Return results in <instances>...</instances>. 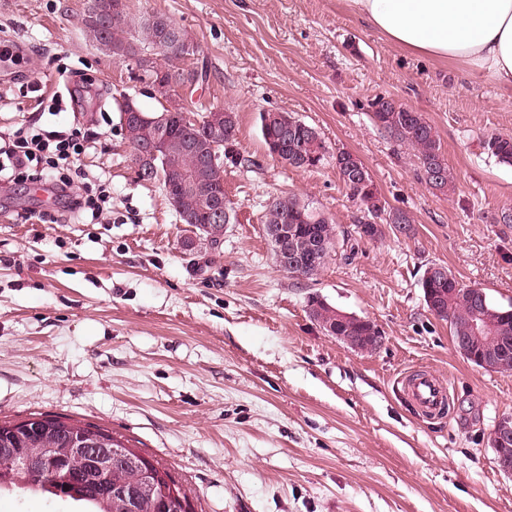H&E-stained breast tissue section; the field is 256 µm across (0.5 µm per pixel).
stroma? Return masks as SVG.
Returning a JSON list of instances; mask_svg holds the SVG:
<instances>
[{
	"mask_svg": "<svg viewBox=\"0 0 512 512\" xmlns=\"http://www.w3.org/2000/svg\"><path fill=\"white\" fill-rule=\"evenodd\" d=\"M88 0H0V41L21 64L0 71V137L37 123L93 137L70 171L88 224L30 182L0 187V422L35 414L104 427L165 468L193 512H512V478L490 440L512 415V373L457 352L419 280L447 267L465 287L512 304V166L480 145L512 135V94L456 61L392 45L346 0H128L187 30L210 80L194 100L228 108L224 165L233 211L220 254L193 238L159 183L139 181L117 103L160 104L86 37ZM421 112L454 188L421 183L409 155L370 119L376 97ZM292 113L331 148L357 155L411 232L359 237L334 162L296 170L267 157L259 114ZM293 193L330 217L341 243L313 279L277 266L263 215ZM370 319L371 353L327 335L310 296ZM443 381L450 410L419 416L399 393L408 369Z\"/></svg>",
	"mask_w": 512,
	"mask_h": 512,
	"instance_id": "35a3bbf8",
	"label": "stroma"
}]
</instances>
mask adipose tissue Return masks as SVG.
Segmentation results:
<instances>
[{
  "label": "adipose tissue",
  "mask_w": 512,
  "mask_h": 512,
  "mask_svg": "<svg viewBox=\"0 0 512 512\" xmlns=\"http://www.w3.org/2000/svg\"><path fill=\"white\" fill-rule=\"evenodd\" d=\"M399 47L459 61L512 90V0H347Z\"/></svg>",
  "instance_id": "adipose-tissue-1"
}]
</instances>
